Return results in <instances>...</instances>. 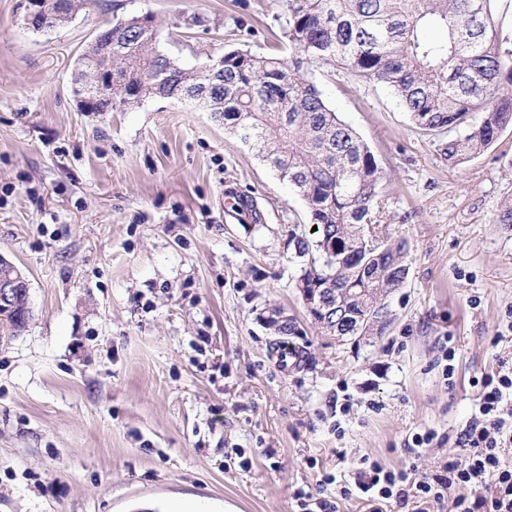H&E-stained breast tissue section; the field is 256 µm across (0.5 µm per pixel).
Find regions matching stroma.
Segmentation results:
<instances>
[{
    "label": "stroma",
    "mask_w": 512,
    "mask_h": 512,
    "mask_svg": "<svg viewBox=\"0 0 512 512\" xmlns=\"http://www.w3.org/2000/svg\"><path fill=\"white\" fill-rule=\"evenodd\" d=\"M22 11L0 0V255L30 284L25 328L0 330V512H304L300 490L368 512L339 493L362 459L436 473L451 444L409 441L460 431L474 378L512 357V126L454 164L385 86L316 70L409 246L393 323L340 341L298 288L288 233L308 231L306 203L256 149L189 104L84 112L72 95L78 56L130 13L186 68L289 56L275 0H88L45 34ZM231 193L258 221L227 215ZM279 314L300 366L277 358Z\"/></svg>",
    "instance_id": "obj_1"
}]
</instances>
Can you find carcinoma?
I'll use <instances>...</instances> for the list:
<instances>
[{
    "label": "carcinoma",
    "mask_w": 512,
    "mask_h": 512,
    "mask_svg": "<svg viewBox=\"0 0 512 512\" xmlns=\"http://www.w3.org/2000/svg\"><path fill=\"white\" fill-rule=\"evenodd\" d=\"M88 0H50L33 20L36 33L68 20ZM499 0H278L290 60L231 50L213 61L211 74L184 69L159 51L152 19L127 34L117 19L80 55L74 83L91 84L112 58V81L88 105L123 111L155 96L179 98L209 78L201 105L224 120L240 139L305 200L310 234H291L300 266L299 287L329 296L331 312L315 323L337 330L336 294L372 289L371 303L348 299V315L373 321L366 335L391 324L390 298L409 274L408 247L390 240L377 223L381 175L375 156L357 132L323 98L308 69L334 65L367 83L387 86L413 124L442 142L450 162L461 163L496 141L512 124V49L497 20ZM439 28L445 36L434 39ZM155 66L151 85L139 71ZM325 241L336 254L324 256Z\"/></svg>",
    "instance_id": "1"
}]
</instances>
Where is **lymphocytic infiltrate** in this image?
<instances>
[{"label":"lymphocytic infiltrate","mask_w":512,"mask_h":512,"mask_svg":"<svg viewBox=\"0 0 512 512\" xmlns=\"http://www.w3.org/2000/svg\"><path fill=\"white\" fill-rule=\"evenodd\" d=\"M475 415L457 436V455L446 459L437 473L412 477L410 469H386L376 461L364 462L353 485L340 494L365 496L371 512H382L387 502L415 503L414 512H512V467L501 461L512 447V363L500 360L497 368L481 374Z\"/></svg>","instance_id":"lymphocytic-infiltrate-1"}]
</instances>
